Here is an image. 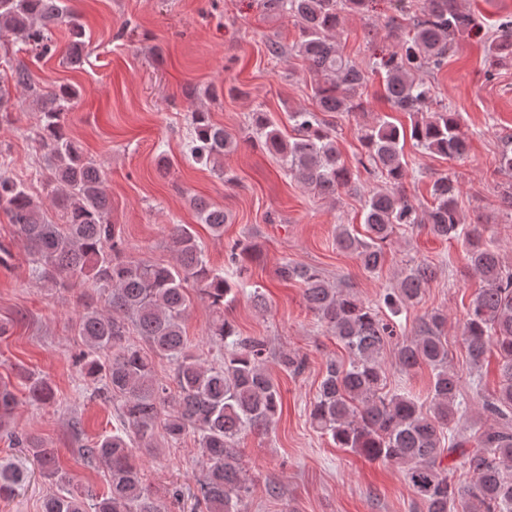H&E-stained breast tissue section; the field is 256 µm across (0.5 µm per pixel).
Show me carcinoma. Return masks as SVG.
Returning a JSON list of instances; mask_svg holds the SVG:
<instances>
[{"label": "carcinoma", "instance_id": "obj_1", "mask_svg": "<svg viewBox=\"0 0 512 512\" xmlns=\"http://www.w3.org/2000/svg\"><path fill=\"white\" fill-rule=\"evenodd\" d=\"M370 2L262 0L266 12L285 16L298 28L292 50L308 63L315 78V110L289 113L295 131L290 140L267 113L254 112L247 141L260 143L303 185L325 198L347 188L354 173L341 159L334 127L318 113L363 111L368 82L367 71L336 48V30L343 15L364 14ZM397 2L401 15L409 20L408 31L398 36L391 51L373 56L371 69L382 75L384 98L393 111L419 114L433 102L432 87L419 72L440 69L454 42L481 33V26L460 11L455 0ZM62 25L71 32L67 62L77 65L85 33L68 0H0V32L14 35L38 57L55 53L53 28ZM486 52L491 67L512 59L511 17L498 25V35L487 41ZM14 89L24 91L40 112L29 136L44 150L58 220L49 218L24 181L4 172L0 208L24 242L34 280L52 288H82L78 299L83 312L75 330L87 347L83 374L97 384V395L116 403L120 411V426L112 434L78 449L85 460L108 469V490L97 494L71 487L58 454L40 437L18 435L6 427L15 393L7 385L0 387V432L26 449L42 475L58 485L43 512H164L143 484L131 445L156 448L190 435L207 464L196 495L202 512H246L251 484L234 442L246 431H273L282 412V396L266 368L268 342L239 335L224 316V308L240 295L254 307L266 308L261 287L250 279L260 246L249 237L229 246L227 262L235 268L232 279L210 266L187 224L169 227L172 262L125 256L120 226L112 223L104 173L83 154L63 124V115L79 92L70 86L45 91L20 60L9 64L8 75L0 80V112L6 111ZM192 125L186 158L224 175V154L237 149L239 138L212 122L203 109L192 112ZM407 138L425 151L450 158L463 157L469 146L460 114L442 104L407 129L387 115L364 125L360 164L380 176L385 187L371 191L365 200L366 235L358 237L341 227L336 245L356 255L363 269L376 275L384 263L386 243L401 226L420 224L435 238L463 241L468 265L484 286L465 311L462 341L474 367H481L492 349L500 359L501 385L482 402L483 412L495 424L473 438L459 433L467 397L460 379L448 369L446 317L438 311L422 316L414 334L404 337L397 351L401 371L427 366L433 372L428 408L410 393L384 392L382 354L397 331L382 310L397 316L419 302L436 277L432 265L407 266L395 287L380 294L376 303L366 304L330 284L317 268L285 260L277 269L278 277L303 285L305 307L350 354L346 365L334 359L327 362L309 411L310 423L340 448L401 465L414 506L422 512H512V267L502 263L500 253L477 229L464 227L454 179L445 176L434 181L426 211L407 196L401 145ZM193 205L215 235L224 234V208L202 198L194 199ZM191 280L203 288L213 307L209 336L219 343V354L211 363L202 359L183 330ZM157 358L173 366L177 389L173 404L170 383L155 374ZM276 359L288 375H300L307 368L306 356L297 351L282 350ZM23 379L34 401L55 402L54 389L45 379L32 373ZM445 460L469 474L471 482L452 483Z\"/></svg>", "mask_w": 512, "mask_h": 512}]
</instances>
